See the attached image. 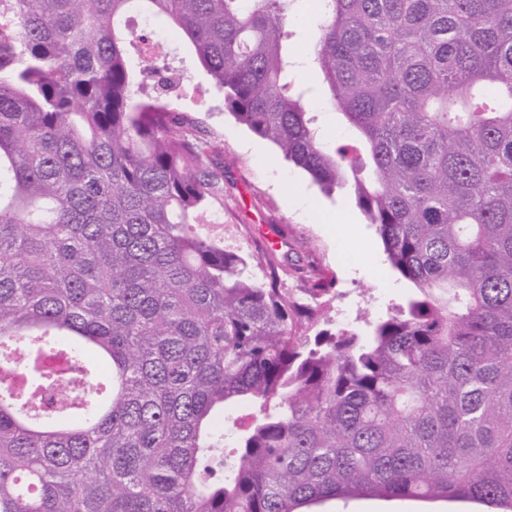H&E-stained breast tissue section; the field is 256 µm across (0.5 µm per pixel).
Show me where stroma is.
<instances>
[{"instance_id":"35a3bbf8","label":"stroma","mask_w":512,"mask_h":512,"mask_svg":"<svg viewBox=\"0 0 512 512\" xmlns=\"http://www.w3.org/2000/svg\"><path fill=\"white\" fill-rule=\"evenodd\" d=\"M313 0H297L289 26L293 52L301 60L295 76L321 86L313 63L318 38ZM164 67L183 77L181 95L172 108L200 123L223 147L224 217L201 225V232L223 237L225 245L244 253L288 233L289 259L311 262L333 275L335 293L329 303L333 329H364L365 318H378L412 294L411 283L391 267L374 225L368 224L354 198L326 195L309 175L288 163L270 141L238 123L211 90L194 53L179 35L165 44ZM317 512H455L444 501L357 498L331 500Z\"/></svg>"}]
</instances>
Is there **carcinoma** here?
<instances>
[{
    "instance_id": "cac0c4a2",
    "label": "carcinoma",
    "mask_w": 512,
    "mask_h": 512,
    "mask_svg": "<svg viewBox=\"0 0 512 512\" xmlns=\"http://www.w3.org/2000/svg\"><path fill=\"white\" fill-rule=\"evenodd\" d=\"M294 2L0 0V512H512V0H317L314 63L356 131L332 152L288 76ZM131 11L354 197L406 305L319 330V267L197 232L224 209L221 149L138 96ZM51 350L70 377L33 362ZM227 403L252 409L228 472ZM444 501L424 502L401 499L357 498L331 500L313 507L318 512H480L493 510L487 507L454 509Z\"/></svg>"
}]
</instances>
